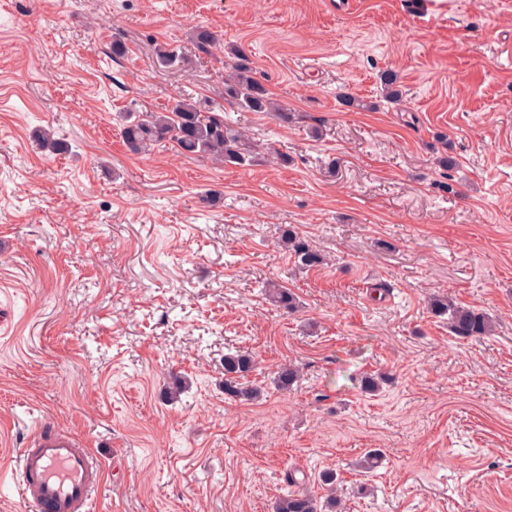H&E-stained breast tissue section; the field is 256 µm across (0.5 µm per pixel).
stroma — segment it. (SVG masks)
<instances>
[{
	"label": "stroma",
	"instance_id": "obj_1",
	"mask_svg": "<svg viewBox=\"0 0 512 512\" xmlns=\"http://www.w3.org/2000/svg\"><path fill=\"white\" fill-rule=\"evenodd\" d=\"M350 2L0 0V512H28L13 468L38 422L100 459L98 512H272L290 470L314 493L336 472L344 512H512V0ZM198 24L292 111L230 115L287 165L123 145L119 113L221 103ZM158 43L187 64L159 68ZM288 228L328 264L296 268ZM434 294L494 335L451 336ZM231 350L260 400L225 396ZM262 291L274 307L288 314L297 312L299 301L290 289L277 282H267Z\"/></svg>",
	"mask_w": 512,
	"mask_h": 512
}]
</instances>
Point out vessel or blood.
<instances>
[{"label": "vessel or blood", "instance_id": "1", "mask_svg": "<svg viewBox=\"0 0 512 512\" xmlns=\"http://www.w3.org/2000/svg\"><path fill=\"white\" fill-rule=\"evenodd\" d=\"M20 494L33 512H95L105 471L87 444L36 426L16 466Z\"/></svg>", "mask_w": 512, "mask_h": 512}]
</instances>
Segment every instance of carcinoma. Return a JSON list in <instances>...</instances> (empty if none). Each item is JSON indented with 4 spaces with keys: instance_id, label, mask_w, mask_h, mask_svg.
Masks as SVG:
<instances>
[{
    "instance_id": "obj_1",
    "label": "carcinoma",
    "mask_w": 512,
    "mask_h": 512,
    "mask_svg": "<svg viewBox=\"0 0 512 512\" xmlns=\"http://www.w3.org/2000/svg\"><path fill=\"white\" fill-rule=\"evenodd\" d=\"M191 40L195 49L204 54L217 48V35L205 26L192 28ZM158 64L174 68L183 63L176 49L167 45L155 47ZM383 98L391 104L402 102L397 76L391 71L381 74ZM224 103L241 112H267L282 123L291 120L288 108L273 99L269 90L255 76L252 62L240 46L226 51L224 55ZM119 131L127 150L136 155H147L154 149L173 145L186 157H201L219 164L244 165L251 161L259 144L251 141L237 127L224 119V107L218 106L208 112L201 111L191 98L174 100L171 109L158 112H127L119 115ZM39 147L50 153L64 149V145L53 138L51 132L41 130L36 134ZM282 245L302 268H314L325 264L324 255L309 240L288 230L283 234ZM262 291L270 303L288 313L297 312L299 301L288 288L277 282L264 284ZM431 311L448 320L449 332L462 339H476L492 334L493 320L485 313L473 308L459 306L446 296H435L430 301ZM255 360L247 352L228 351L224 354V395L242 401H254L261 389L244 382L253 371ZM300 370L294 364H282L274 376L278 389L290 390L299 380ZM327 486V495L319 499L314 495L290 489L278 497L273 512H335L339 507L336 498V475L327 472L322 476Z\"/></svg>"
}]
</instances>
